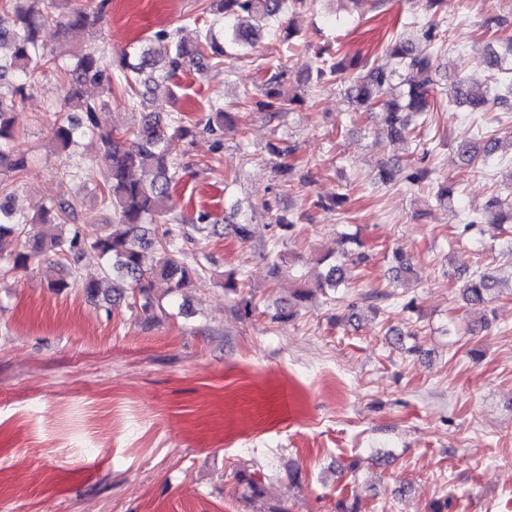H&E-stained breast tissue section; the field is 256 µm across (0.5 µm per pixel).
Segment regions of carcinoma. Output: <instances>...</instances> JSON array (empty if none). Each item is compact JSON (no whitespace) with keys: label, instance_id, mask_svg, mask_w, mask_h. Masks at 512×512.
<instances>
[{"label":"carcinoma","instance_id":"carcinoma-1","mask_svg":"<svg viewBox=\"0 0 512 512\" xmlns=\"http://www.w3.org/2000/svg\"><path fill=\"white\" fill-rule=\"evenodd\" d=\"M313 2L212 0L210 11L216 19L202 40L188 45L177 33L162 31L157 37L169 42L165 56L157 57L149 46L138 44L122 53L117 64L119 74L115 75L112 61L93 52L74 54L71 62H62L59 54L47 49L42 39L43 30L49 26L56 27L63 37L75 29H95L106 16L111 0H0V50L9 48L8 55L0 53V82L8 76L14 79L9 92L0 90V241L20 242L13 267L25 268L53 256L77 263L91 249L104 260V274L131 289L133 306L148 322L156 320L158 312L164 311L154 297L156 282L165 283L170 294L204 283L205 266L198 261L193 265L186 261L183 243L192 239L193 234L205 232L209 215L201 214L197 223L185 224L178 217L170 216L169 208L172 185L186 169L185 163L169 153V136L192 138L198 125L178 117L163 120L149 112L128 130L116 126L105 129L99 123L98 112L118 96L132 106L137 101L146 102L161 90L174 95L177 84L173 79L186 66L207 54L223 59L224 45L228 42L241 50L253 46L263 25ZM419 37L424 49L418 50L409 42L395 39L386 47L384 61L347 78L344 74L358 67L357 59L328 60L324 58L326 50L321 49L312 63L316 79L341 80L345 96L357 110H381L387 134L395 143L412 141L417 121L426 120L428 113L446 101L472 108L512 111V82L503 85L494 80L475 88L458 79L451 84V92L441 90L434 79L435 53L443 49L447 30L431 21L420 26ZM483 63L498 74L512 73V46L502 54L493 49L487 51ZM43 66L54 67L67 76L63 107L68 115L56 119L50 127L57 153L67 154L77 139L88 135L100 142L101 163L107 173L102 197L104 203L112 206L113 216L112 222L104 225V231L92 241L86 240L77 227L67 234L53 231L75 219L76 206L70 202L44 207L32 220L15 211L10 202L9 180H18L29 168V158L13 146L19 133L14 129L12 114L36 70ZM269 70L264 99L257 102L258 108L271 115L291 111L297 98L280 90L286 72L278 65ZM86 84L98 88L99 101L84 97L81 86ZM232 126L230 113L217 104L204 129L215 133ZM500 143L501 138L491 135L480 149L471 137L464 135L457 140V151L463 160L482 166L495 159ZM431 175L432 169L423 159L409 166H386L378 173L383 184L419 185L429 181ZM167 215L171 224L162 236L150 235L147 225ZM30 224L40 225L43 230L33 233L27 229ZM366 259L365 254L344 247L335 256L322 257L320 262L325 264L326 272L317 281V289L335 291L347 286L352 271ZM495 287L492 275L473 272L463 279L461 298L469 308L481 313L486 310ZM236 477L252 496H263L260 473L241 469Z\"/></svg>","mask_w":512,"mask_h":512}]
</instances>
